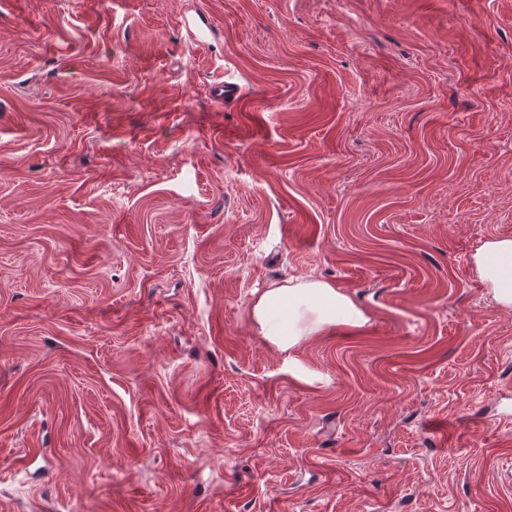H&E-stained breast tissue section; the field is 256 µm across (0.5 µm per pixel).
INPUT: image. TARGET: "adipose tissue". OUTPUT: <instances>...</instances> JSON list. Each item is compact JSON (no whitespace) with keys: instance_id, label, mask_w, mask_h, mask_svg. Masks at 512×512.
Instances as JSON below:
<instances>
[{"instance_id":"ef3b65f1","label":"adipose tissue","mask_w":512,"mask_h":512,"mask_svg":"<svg viewBox=\"0 0 512 512\" xmlns=\"http://www.w3.org/2000/svg\"><path fill=\"white\" fill-rule=\"evenodd\" d=\"M473 263L495 301L512 307V239L487 242L475 253ZM251 317L259 335L283 351L329 328L361 326L368 320L349 295L317 278L266 289L253 303Z\"/></svg>"}]
</instances>
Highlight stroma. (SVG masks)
Returning <instances> with one entry per match:
<instances>
[{"label": "stroma", "instance_id": "stroma-1", "mask_svg": "<svg viewBox=\"0 0 512 512\" xmlns=\"http://www.w3.org/2000/svg\"><path fill=\"white\" fill-rule=\"evenodd\" d=\"M503 238L512 0H0V512H512ZM473 263L495 301L512 307V239L487 242L475 253ZM266 341L288 351L335 326H362L366 312L331 282L304 278L266 289L251 309Z\"/></svg>", "mask_w": 512, "mask_h": 512}]
</instances>
